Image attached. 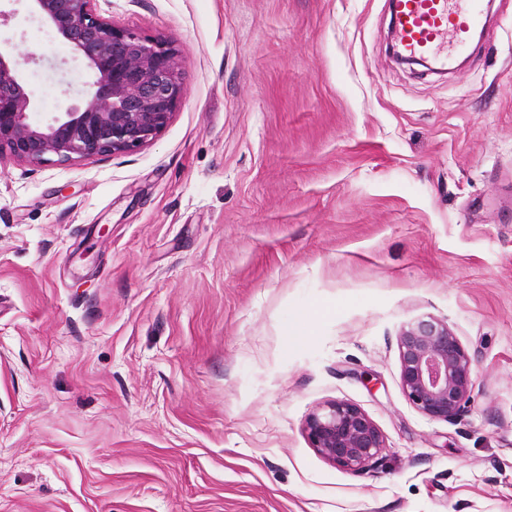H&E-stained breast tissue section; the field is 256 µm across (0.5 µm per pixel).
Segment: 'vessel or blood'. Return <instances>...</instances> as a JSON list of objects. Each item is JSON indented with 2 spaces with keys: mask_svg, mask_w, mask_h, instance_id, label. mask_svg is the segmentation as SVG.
<instances>
[{
  "mask_svg": "<svg viewBox=\"0 0 512 512\" xmlns=\"http://www.w3.org/2000/svg\"><path fill=\"white\" fill-rule=\"evenodd\" d=\"M395 46L408 57L438 56L487 26L484 0H389Z\"/></svg>",
  "mask_w": 512,
  "mask_h": 512,
  "instance_id": "1",
  "label": "vessel or blood"
}]
</instances>
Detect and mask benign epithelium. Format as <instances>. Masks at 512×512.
Masks as SVG:
<instances>
[{
  "mask_svg": "<svg viewBox=\"0 0 512 512\" xmlns=\"http://www.w3.org/2000/svg\"><path fill=\"white\" fill-rule=\"evenodd\" d=\"M84 63L89 80L63 112L35 118L36 94L22 61L0 46V158L69 162L136 151L167 128L185 95L183 63L162 37L146 38L98 15L95 0H26ZM400 383L414 407L454 424L471 402L472 360L448 321L426 314L397 333ZM311 448L329 463L364 473L381 459L385 439L355 404L333 402L306 421Z\"/></svg>",
  "mask_w": 512,
  "mask_h": 512,
  "instance_id": "obj_1",
  "label": "benign epithelium"
}]
</instances>
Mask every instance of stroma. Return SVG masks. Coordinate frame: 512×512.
I'll list each match as a JSON object with an SVG mask.
<instances>
[{
  "instance_id": "obj_1",
  "label": "stroma",
  "mask_w": 512,
  "mask_h": 512,
  "mask_svg": "<svg viewBox=\"0 0 512 512\" xmlns=\"http://www.w3.org/2000/svg\"><path fill=\"white\" fill-rule=\"evenodd\" d=\"M435 72L386 0H96L177 48L186 93L131 153L0 159V512H512V0ZM37 111L88 74L0 0ZM447 319L475 386L405 396L395 336ZM382 432L311 448L328 403ZM306 432L318 455L353 473L375 467L386 448L375 422L352 403L333 402L312 413L306 421Z\"/></svg>"
}]
</instances>
